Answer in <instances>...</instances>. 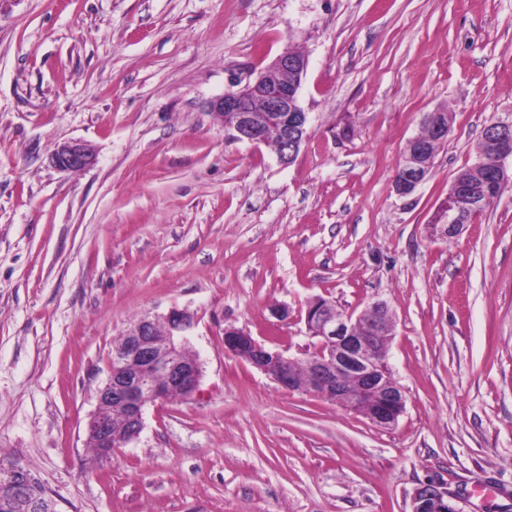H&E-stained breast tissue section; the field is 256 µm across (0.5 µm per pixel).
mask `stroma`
Instances as JSON below:
<instances>
[{"label": "stroma", "mask_w": 512, "mask_h": 512, "mask_svg": "<svg viewBox=\"0 0 512 512\" xmlns=\"http://www.w3.org/2000/svg\"><path fill=\"white\" fill-rule=\"evenodd\" d=\"M288 48L309 125L285 165L206 104ZM442 107L452 131L398 197ZM508 117L512 0H0V457L58 512H411L429 481L458 512H512V182L457 237L426 231ZM70 140L92 167L50 163ZM317 296L386 302L395 427L225 352L228 326L308 352ZM173 307L196 317L198 390L95 461L115 343ZM424 153V145L419 142H414V150L410 153L407 158L406 165L399 168L396 174L394 187L399 183L402 175L400 171L404 168V180H401L400 183L404 186H407L408 193H398L397 195L403 198L409 197L414 194L417 188L423 184L428 176V174L422 171L421 164L419 162L421 156Z\"/></svg>", "instance_id": "obj_1"}]
</instances>
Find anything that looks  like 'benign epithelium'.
Returning <instances> with one entry per match:
<instances>
[{
    "mask_svg": "<svg viewBox=\"0 0 512 512\" xmlns=\"http://www.w3.org/2000/svg\"><path fill=\"white\" fill-rule=\"evenodd\" d=\"M269 69L282 75L280 82L270 83L266 71L245 81L239 78L235 80L236 90L209 101L207 108L221 120L224 113H235L233 138L253 145L266 142V127L278 126L281 144L277 156L287 164L307 137L308 116L299 102L307 60L286 49L272 61ZM485 141L496 150L498 159L495 167L481 172L483 185L494 187L511 181L512 169L506 166V160L512 159V119L491 123ZM423 153L424 145L414 143L404 166L401 184L408 192L401 194L403 198L413 195L427 178L420 164ZM94 162L93 148L81 141L63 143L51 154V163L64 171L85 169ZM442 206L441 223L428 225L429 231L435 236L460 233L467 224V212L456 203V193L448 194ZM389 314L388 306L382 301L371 302L354 314L339 312L332 303L313 298L305 322L318 345L311 357L310 377L305 381L288 372L287 365L293 358L269 350L242 329L224 328V350L290 391L327 395L345 409L388 428L398 422L405 406L403 392L388 365L389 337L376 335L374 329L363 333L358 330V324L372 325ZM160 321L167 327L162 340L154 334ZM195 325L194 315L188 310L172 308L162 316H143L124 333L125 344L112 354L108 377L96 391V407L87 421V434L96 442L97 459L108 460L115 449L139 438L147 406L166 400L174 390L184 397L196 391L203 366L197 357H185ZM114 402L126 410L125 427L118 432L112 431L108 417V407ZM430 505L432 512H457L448 502V491L434 482L416 489L412 512H423ZM27 509L28 512H57L56 503L47 492L30 501Z\"/></svg>",
    "mask_w": 512,
    "mask_h": 512,
    "instance_id": "obj_1",
    "label": "benign epithelium"
}]
</instances>
